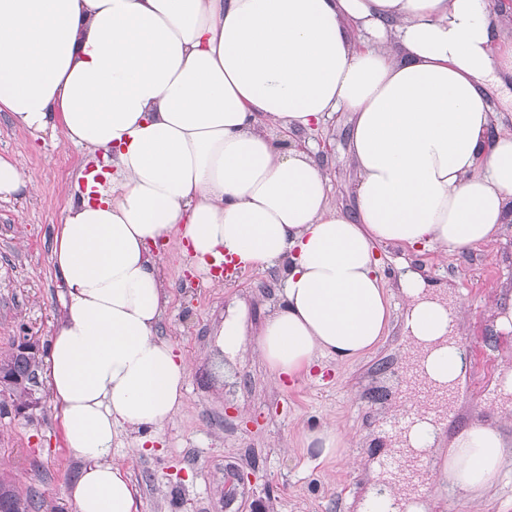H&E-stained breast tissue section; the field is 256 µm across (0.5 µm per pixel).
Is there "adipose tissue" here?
I'll list each match as a JSON object with an SVG mask.
<instances>
[{"mask_svg":"<svg viewBox=\"0 0 512 512\" xmlns=\"http://www.w3.org/2000/svg\"><path fill=\"white\" fill-rule=\"evenodd\" d=\"M509 76L487 0H0V111L112 167L71 196L52 244L66 293L45 373L83 462L66 488L76 512H137L109 457L184 404L190 361L160 334L169 295L152 245L184 240L203 273L228 258L280 270L255 344L275 382L357 361L390 317L376 244L464 252L506 223L512 132L494 126L487 90ZM340 111L353 116L351 211L298 140ZM399 284L405 371L454 394L452 294L411 270ZM443 420L418 412L392 445L442 455L445 480L481 499L512 463L503 431L477 419L448 439ZM368 469L358 512H432L430 495L392 496Z\"/></svg>","mask_w":512,"mask_h":512,"instance_id":"obj_1","label":"adipose tissue"}]
</instances>
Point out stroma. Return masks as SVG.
<instances>
[{"label":"stroma","mask_w":512,"mask_h":512,"mask_svg":"<svg viewBox=\"0 0 512 512\" xmlns=\"http://www.w3.org/2000/svg\"><path fill=\"white\" fill-rule=\"evenodd\" d=\"M349 138L346 112L331 114L309 135L331 180L332 201L343 208L354 205L358 182ZM0 157L19 161L36 182L32 197L0 199V352L23 334L44 349L62 315L63 288L51 260L55 228L79 173L94 160L61 135L18 127L2 111ZM377 254L392 311L379 346L356 363L330 360L296 384L277 386L252 345L280 302V272H247L211 284L182 259L178 240L163 247L161 273L170 296L163 335L191 364L183 412L141 454L112 451V462L137 489L138 512H347L348 498L358 496L368 478L367 463L387 453L380 409L393 395L403 328L392 256L406 255L430 283L452 288L472 350L452 421L481 412L502 364L512 363V331L495 325L496 307L512 303V223L464 253L389 245ZM231 308L241 313L247 341L233 355L218 343ZM35 396L39 407L20 416L0 395V474L34 499V512H76L65 487L83 462L64 443L46 382H39ZM320 423L344 430L345 459L322 461L315 449L302 446L304 432ZM239 471L252 474V481L238 484ZM422 482L437 501L436 512H512V467L477 506L443 487L438 471H424Z\"/></svg>","instance_id":"1"}]
</instances>
